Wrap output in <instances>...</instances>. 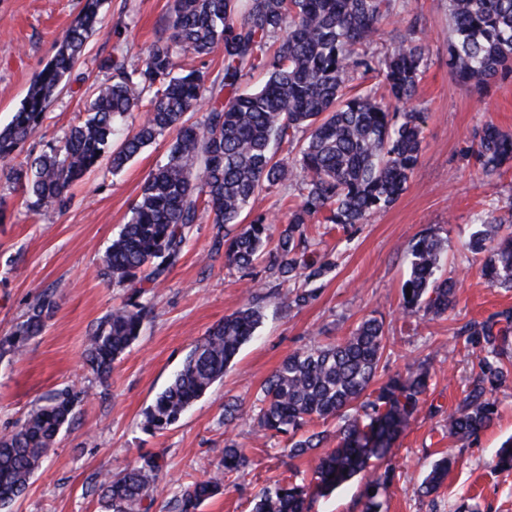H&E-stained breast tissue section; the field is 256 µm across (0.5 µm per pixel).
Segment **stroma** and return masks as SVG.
Wrapping results in <instances>:
<instances>
[{"label":"stroma","instance_id":"35a3bbf8","mask_svg":"<svg viewBox=\"0 0 512 512\" xmlns=\"http://www.w3.org/2000/svg\"><path fill=\"white\" fill-rule=\"evenodd\" d=\"M85 0H0V126L20 107L37 73L51 59ZM172 0H104L102 28L92 37L36 137L12 163L48 151L84 116L87 101L112 81V58L141 66L152 43L166 36ZM416 24L428 47V67L415 107L424 116L423 151L405 191L367 223L344 229L311 226L320 251L336 266L318 284L315 300L297 308L288 289L264 304L258 336L246 344L207 393L169 429L149 433L144 413L170 382L195 341L247 300L245 285L223 256H210L216 227L194 225L180 263L160 285L140 296L150 313L139 338L99 381L82 362L88 334L127 289L113 287L99 270L125 224L142 186L172 140L159 137L119 174L108 163L73 183L63 209L35 213L13 193L0 162V338L12 335L38 295L51 294L55 309L41 334L18 353L0 355V434L13 430L51 392L74 386L86 396L72 422L32 478L12 512H103L100 481L156 454L164 466L149 512H173L182 485L214 470L226 434L254 458L253 467L201 507V512H251L254 497L286 476L307 478L312 458L289 459L282 441L255 434L248 420L264 382L291 353L311 344L335 343L364 319L381 318L387 372L407 361L431 365L427 401L397 440L391 455L395 478L382 512H512V470L500 469L497 451L512 437V379L496 393L493 425L478 439L445 436L448 414L463 400L474 356L458 331L472 320L512 308V290L488 285L482 261L465 247L477 215H503L512 203V169L485 177L473 150L485 123L512 133V78L477 88L448 71V0H396L369 50L390 52L397 33ZM442 244L441 272L460 286L453 311L413 320L399 312L409 275L407 250L421 235ZM236 398L243 415L224 426V402ZM450 456L444 485L424 497L419 487L433 462Z\"/></svg>","mask_w":512,"mask_h":512}]
</instances>
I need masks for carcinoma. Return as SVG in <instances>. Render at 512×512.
I'll return each mask as SVG.
<instances>
[{"label":"carcinoma","instance_id":"carcinoma-1","mask_svg":"<svg viewBox=\"0 0 512 512\" xmlns=\"http://www.w3.org/2000/svg\"><path fill=\"white\" fill-rule=\"evenodd\" d=\"M395 0H173L168 35L155 41L144 64L128 69L112 59V84L87 104V118L71 126L49 151L12 166L6 179L27 206L40 212L64 205L69 186L108 158L122 170L158 137L176 132L164 160L148 175L131 215L107 250L100 275L130 289L126 301L92 330L84 362L104 382L112 365L140 335L147 317L139 301L143 285L163 282L181 261L191 228L203 216L217 226L209 254H224L240 277L252 275L266 257L269 277L294 282L289 304L303 307L316 297V282L333 268L314 248L309 224H362L405 190L421 153V116L412 107L427 67V48L415 26L396 37L392 52L375 59L365 50L392 12ZM101 0H85L81 16L58 42L52 60L29 86L22 107L0 129V160L10 158L41 127L44 112L60 90L89 39L99 31ZM448 70L463 84L486 85L512 76V0H448ZM224 75L210 79L204 67L186 60L216 50ZM255 71L267 79L243 88ZM375 73L388 100L371 92H344L346 84ZM149 98L146 119L113 144L125 116ZM205 109L198 123L187 115ZM287 145V155L278 149ZM487 176L512 167V134L486 123L473 151ZM292 186L298 201L276 245L265 251L270 225L243 214L261 192ZM467 248L483 255L482 275L512 288V220L494 214L481 220ZM441 242L422 236L407 251L410 274L401 287L404 316H441L454 309L458 284L439 275ZM259 289L247 303L212 326L198 340L170 384L145 412L144 429L156 433L176 424L250 342L263 320ZM54 310L48 294L38 296L0 351L18 352L39 335ZM512 310L465 324L459 336L476 354L478 372L464 399L448 414V436L469 440L489 428L497 413L494 392L512 377L505 347ZM385 347L383 322L362 321L342 342L315 343L288 355L267 379L253 415L256 431L288 437L292 459L314 454L313 486L278 480L261 492L252 512H309L310 497L326 496L356 476L365 480L363 512H381L394 469L369 470L384 460L425 401V362H407L404 371L377 389ZM82 392L66 387L50 394L16 429L0 435V512L29 487L30 480L69 425ZM337 418L336 447L326 448L327 431H310L315 419ZM252 459L232 437L224 439L221 468L182 489L177 512H197L223 493L225 478L245 472ZM162 469L153 455L111 473L100 483L106 512H139L153 497ZM448 462H435L423 489L433 494Z\"/></svg>","mask_w":512,"mask_h":512}]
</instances>
